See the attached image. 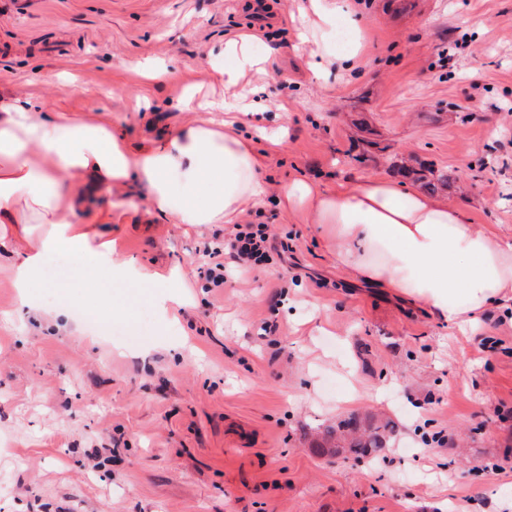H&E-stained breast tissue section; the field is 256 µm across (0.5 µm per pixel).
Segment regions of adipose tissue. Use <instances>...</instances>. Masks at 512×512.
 Wrapping results in <instances>:
<instances>
[{"mask_svg": "<svg viewBox=\"0 0 512 512\" xmlns=\"http://www.w3.org/2000/svg\"><path fill=\"white\" fill-rule=\"evenodd\" d=\"M300 36L316 75L350 69L364 45L352 0H305ZM215 77L224 97L197 104L170 134L131 144L106 115L46 112L27 96L0 97V246L16 256V285L38 281L49 256L79 259L83 275L138 273L112 260L97 228L146 213L174 224H234L266 193V156L234 130L244 86L263 58L247 37L225 41ZM280 202L320 226L337 263L371 284L428 306L452 326H476L512 303V241L478 228L461 207L371 179L341 191L307 181L283 185Z\"/></svg>", "mask_w": 512, "mask_h": 512, "instance_id": "obj_1", "label": "adipose tissue"}]
</instances>
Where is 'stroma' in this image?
<instances>
[{"instance_id": "1", "label": "stroma", "mask_w": 512, "mask_h": 512, "mask_svg": "<svg viewBox=\"0 0 512 512\" xmlns=\"http://www.w3.org/2000/svg\"><path fill=\"white\" fill-rule=\"evenodd\" d=\"M248 0H0V79L47 108L109 115L128 139L188 120L186 87L222 93L212 46L248 30ZM271 55L252 74L267 111V193L250 219L290 249L216 288L199 274L212 227L110 225L113 258L159 283L84 280L76 266L28 291L0 247V512H512V318L477 330L337 266L318 225L279 201L432 166L437 198L512 239V0H357L371 48L353 74L315 79L294 50L297 0H266ZM165 67L162 82L138 70ZM83 85L68 95L63 78ZM109 287L110 325L61 330ZM55 302H46L47 293ZM278 326L262 335L263 322ZM503 341L482 351L484 337ZM384 426L355 457L314 449L339 421Z\"/></svg>"}]
</instances>
